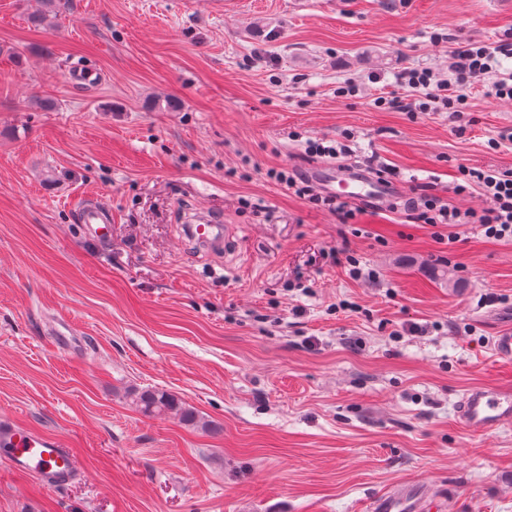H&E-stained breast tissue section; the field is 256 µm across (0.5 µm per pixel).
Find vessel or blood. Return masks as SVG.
Returning <instances> with one entry per match:
<instances>
[{
	"instance_id": "1",
	"label": "vessel or blood",
	"mask_w": 512,
	"mask_h": 512,
	"mask_svg": "<svg viewBox=\"0 0 512 512\" xmlns=\"http://www.w3.org/2000/svg\"><path fill=\"white\" fill-rule=\"evenodd\" d=\"M319 184L338 197L383 207L393 202L399 189L396 184L369 173L363 166L347 165L319 175ZM79 221L92 227L95 234L106 235L109 219L98 206L88 205ZM186 237L199 248L222 251L234 236L233 225L223 218L201 211L182 217ZM459 417L475 430H489L512 425V385L495 384L467 390L459 402ZM0 461L10 468L33 474L48 488L66 485L74 476L76 458L67 441L48 436L10 420L0 421ZM438 503L403 487L371 501L369 512H436Z\"/></svg>"
}]
</instances>
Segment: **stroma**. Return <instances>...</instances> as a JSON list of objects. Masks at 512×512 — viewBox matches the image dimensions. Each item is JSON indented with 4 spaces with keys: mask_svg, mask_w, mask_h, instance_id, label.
I'll use <instances>...</instances> for the list:
<instances>
[{
    "mask_svg": "<svg viewBox=\"0 0 512 512\" xmlns=\"http://www.w3.org/2000/svg\"><path fill=\"white\" fill-rule=\"evenodd\" d=\"M498 2L71 0L37 26L36 0H0V419L68 439L78 466L50 490L0 464V512H367L401 483L441 512H512V426L458 419L466 390L512 382L494 353L512 243L450 248L401 208L342 224L266 176L309 175L306 140L346 134L350 162L480 207L452 183L512 170V101L473 78L459 133L408 111L401 75L512 42ZM393 92L405 108L377 106ZM93 203L101 238L78 219ZM194 210L235 227L222 254L183 239ZM144 389L209 429L143 415Z\"/></svg>",
    "mask_w": 512,
    "mask_h": 512,
    "instance_id": "stroma-1",
    "label": "stroma"
}]
</instances>
